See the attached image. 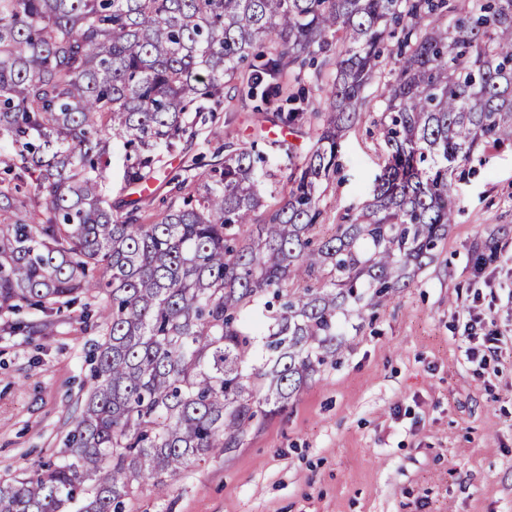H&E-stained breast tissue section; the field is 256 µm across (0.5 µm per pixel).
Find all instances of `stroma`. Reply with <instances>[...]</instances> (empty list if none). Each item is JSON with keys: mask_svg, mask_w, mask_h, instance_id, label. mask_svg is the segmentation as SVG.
<instances>
[{"mask_svg": "<svg viewBox=\"0 0 512 512\" xmlns=\"http://www.w3.org/2000/svg\"><path fill=\"white\" fill-rule=\"evenodd\" d=\"M397 57L384 52L361 95L362 120L341 142L343 168L322 196L323 234L361 207L384 164L372 121ZM224 83L223 136L199 126L186 151L163 157L151 183L159 211L169 182L205 162L224 138L264 158L267 190H280L292 157L317 135L271 128L266 106ZM455 222L414 284L393 302L352 317L336 366L316 374L280 413L257 418L242 447L194 464L168 493L141 489L132 512H512V140L479 148L451 176ZM498 252L476 258L489 234ZM504 335L476 375L457 315L469 305ZM100 300L52 314L42 332H0V480L68 453L69 413L83 398L85 359L101 340Z\"/></svg>", "mask_w": 512, "mask_h": 512, "instance_id": "stroma-1", "label": "stroma"}]
</instances>
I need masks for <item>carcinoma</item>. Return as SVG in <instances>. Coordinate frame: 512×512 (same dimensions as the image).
Wrapping results in <instances>:
<instances>
[{"mask_svg": "<svg viewBox=\"0 0 512 512\" xmlns=\"http://www.w3.org/2000/svg\"><path fill=\"white\" fill-rule=\"evenodd\" d=\"M398 25L375 120L388 162L320 238L323 185ZM258 44L270 74L336 68L323 111L275 113L318 136L281 198L228 141L163 213L112 200L114 150L122 190L151 182L157 149L194 136ZM503 139L512 0H0V313L104 300L69 455L0 482V512H129L139 488L241 447L336 363L351 307L392 301L433 260L457 208L448 167Z\"/></svg>", "mask_w": 512, "mask_h": 512, "instance_id": "obj_1", "label": "carcinoma"}]
</instances>
